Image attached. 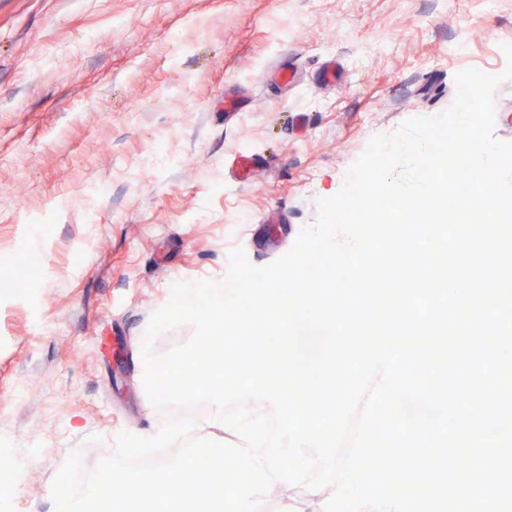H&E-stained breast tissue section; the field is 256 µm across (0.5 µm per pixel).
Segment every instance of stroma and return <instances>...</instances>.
<instances>
[{
    "mask_svg": "<svg viewBox=\"0 0 512 512\" xmlns=\"http://www.w3.org/2000/svg\"><path fill=\"white\" fill-rule=\"evenodd\" d=\"M499 41L512 0H0V281L18 286L0 293V436L40 449L25 512H55L74 450L93 470L167 422L138 351L174 282L288 253L368 140L448 110ZM329 60L343 78L324 87ZM239 154L258 162L244 183Z\"/></svg>",
    "mask_w": 512,
    "mask_h": 512,
    "instance_id": "obj_1",
    "label": "stroma"
}]
</instances>
